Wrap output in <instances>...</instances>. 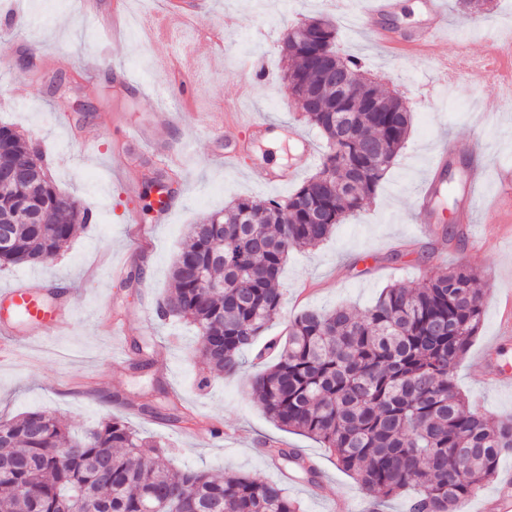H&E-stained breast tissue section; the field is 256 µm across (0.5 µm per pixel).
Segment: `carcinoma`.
<instances>
[{
  "instance_id": "cac0c4a2",
  "label": "carcinoma",
  "mask_w": 512,
  "mask_h": 512,
  "mask_svg": "<svg viewBox=\"0 0 512 512\" xmlns=\"http://www.w3.org/2000/svg\"><path fill=\"white\" fill-rule=\"evenodd\" d=\"M335 42L336 24L323 16L283 33L286 89L303 98L302 119L326 139L318 171L284 199L237 198L189 225L173 261L159 313L196 327L203 339L196 357L210 373L240 368L282 313L278 277L288 252L318 246L363 209L404 146L405 99L382 92ZM320 49L354 78L346 97L321 83ZM36 164L46 171L41 148L0 125V171ZM1 218L16 224L11 242L0 245V268L60 254L93 213L46 175L0 188ZM482 279L461 265L415 288L390 286L361 312L305 309L285 322L286 335L266 341L275 363L250 378V390L269 419L321 443L378 502L412 487L409 512H461L501 480V458L512 454V417L473 408L453 378L481 325ZM157 392L141 410L198 424L166 389ZM268 454L317 481V468L297 449L278 445ZM82 501L96 512H303L279 483L175 468L164 446L114 415L83 435L44 409L0 421V512H80Z\"/></svg>"
}]
</instances>
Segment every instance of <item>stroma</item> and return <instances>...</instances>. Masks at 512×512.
<instances>
[{
    "label": "stroma",
    "mask_w": 512,
    "mask_h": 512,
    "mask_svg": "<svg viewBox=\"0 0 512 512\" xmlns=\"http://www.w3.org/2000/svg\"><path fill=\"white\" fill-rule=\"evenodd\" d=\"M77 0H0L6 16L24 25L7 38L10 66L0 69V123L16 128L43 149L57 188L90 206L95 219L79 228L68 249L42 265L0 270V289L38 273L65 285L70 327L40 345L22 344L0 359V419L41 408L65 415L75 431L94 427L114 414L142 436L165 444L176 467L213 475L237 471L285 483L304 512H372V499L342 471L316 441L277 426L249 389L250 378L267 361L246 353L234 374L205 377L194 358L202 339L190 324L159 320L155 309L170 286L171 266L189 225L223 210L234 198L281 199L299 180L276 187L249 177L255 160L288 169L297 161L291 141L271 146L251 140L237 127V112L285 120L323 144L321 132L305 124L283 84L282 34L288 25L326 15L337 27L336 48L361 62L368 78L406 98L412 123L404 148L365 208L337 225L318 247L294 251L280 272L285 310H364L383 288L418 286L434 266L470 265L486 274L484 311L478 335L459 363L455 381L480 410L512 414V388L488 383L474 362L488 357L512 376V345L501 337L512 326V223L501 221L498 169L512 165V103L498 100L492 84L473 82L469 72L490 53L492 36L512 35V0H488L485 13L468 23L458 18L456 0H443L448 31L432 56L390 53L358 25L362 0L347 11L333 0H192L194 13L169 26L164 46L176 65L186 45L197 48L187 89L169 80L157 60L159 46L148 33L164 24V0H98L101 13L124 7L127 38L119 50L100 44L94 24L77 12ZM472 48L462 62L452 93H445L442 66L460 43ZM121 65L126 79L112 73ZM171 114L158 132L167 155L151 146L132 147L137 127L157 122L158 110ZM451 139L459 148L479 143L486 152L483 184L465 189L467 170L454 162L456 191L432 224L414 221L415 196L433 176L437 147ZM248 142L237 164L224 160V143ZM170 186L176 208L159 217L148 208L147 179ZM469 224L454 222L461 209ZM124 323L110 335L109 321ZM148 345L149 371L134 370L137 348ZM177 395L180 403L220 435L201 440L198 428H180L140 410L153 384ZM298 449L322 472L316 483L285 481L266 455L273 443Z\"/></svg>",
    "instance_id": "obj_1"
}]
</instances>
